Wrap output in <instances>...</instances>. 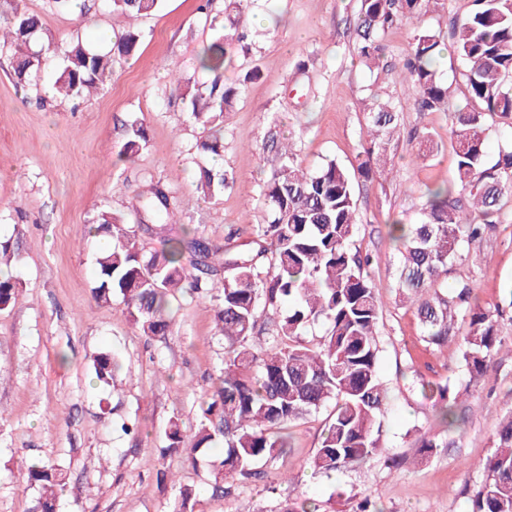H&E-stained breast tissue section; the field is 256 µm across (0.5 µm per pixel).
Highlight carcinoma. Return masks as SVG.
Returning a JSON list of instances; mask_svg holds the SVG:
<instances>
[{"mask_svg":"<svg viewBox=\"0 0 512 512\" xmlns=\"http://www.w3.org/2000/svg\"><path fill=\"white\" fill-rule=\"evenodd\" d=\"M112 11L130 23L107 53L77 41L62 47L43 36L37 16L6 0L8 30L0 32V54L16 82L37 85L50 63L61 59L52 87L64 99L81 100L112 76V55L135 54L143 34L134 21L160 9L162 0H109ZM248 0H225L224 23L216 39L198 56L201 69L215 74L207 85L176 81L190 118L208 127L192 146L199 159L196 184L206 199L219 198L228 184L215 162L224 153V113L236 105L240 86L218 75L231 50L247 38ZM445 9V0H362L356 26V56L367 67L381 63V37L403 18L419 19ZM451 49L464 65L466 104L449 112V137L456 155L453 181L428 190L413 224L395 222L400 256L395 265L399 298L416 311L426 343L441 346L456 339L457 317L467 322L461 336L469 380L459 385L423 383L422 393L440 405L447 430L458 421L459 403L471 384L488 376L498 345L499 310L479 305L463 280L443 285L464 253L502 224L512 202V138L494 157L487 144L496 132L492 119L512 128V0H472L470 13L445 27H426L413 35L400 72L416 111L448 112L450 90L437 69ZM360 162L349 172L329 159L314 170L297 162L288 139L271 137L277 165L262 179L257 198L264 212L253 247L232 251L197 232L165 239L166 251L146 255L144 233L164 232L173 223L169 190L149 183L139 195L140 223L126 224L107 209L94 217L90 232L108 234L96 258L97 300L119 301L129 321L148 337L172 328V301L188 290L212 302L218 335L224 338V368L201 404L197 429L185 433L172 420L167 448L183 453L191 466L198 453L224 443L222 460L211 465L212 495L228 493L224 479L260 476L259 465L288 447L290 425L333 404L331 422L311 460L319 473L363 464L383 452V417L390 403L379 373L377 327L383 309L368 274L369 257L355 245L358 229L355 185L373 178L390 161L399 134V112L390 100L367 113ZM149 141L145 121L135 119L120 155L134 157ZM417 157L438 149L427 132L414 137ZM223 273L221 282L215 276ZM17 282L0 277V311L16 299ZM325 327L316 343L301 339L315 324ZM268 334V339L260 335ZM118 361L109 351L92 360L93 379L109 384ZM486 479L469 499V512H512V413L501 422L496 446L484 464ZM27 480L41 491L38 512H56L67 471L59 464L34 463ZM197 491L179 485L173 512H194Z\"/></svg>","mask_w":512,"mask_h":512,"instance_id":"carcinoma-1","label":"carcinoma"}]
</instances>
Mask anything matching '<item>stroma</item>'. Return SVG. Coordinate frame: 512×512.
<instances>
[{
  "label": "stroma",
  "mask_w": 512,
  "mask_h": 512,
  "mask_svg": "<svg viewBox=\"0 0 512 512\" xmlns=\"http://www.w3.org/2000/svg\"><path fill=\"white\" fill-rule=\"evenodd\" d=\"M200 2L163 0L140 18L144 37L136 54L115 58L111 78L77 106L52 95L47 75L38 88H20L0 58V241L10 245V271L20 283L15 303L0 311V512H33L39 492L22 476L33 461L68 473L57 512H172L177 481L197 488L196 512H276L279 503L304 498L324 512H354L365 495L381 512H467L486 477L495 433L512 413V323L502 325L495 377L463 398L454 446L420 459L421 437L442 433L422 382L459 381L465 371L458 342L428 345L413 309L400 302L393 276L398 251L389 235L393 221H415L428 187L455 176L447 114L416 111L394 68L416 26L437 25V18L389 29L382 38L388 67L370 69L353 51L361 0H251V44L232 50L223 68L226 84L245 85L224 115L222 165L234 181L220 199L204 200L189 154L202 130L170 82L174 71L199 84L210 79L197 58L216 35L209 19L223 16L224 0H211L205 14ZM21 7L60 44L79 40L103 52L124 25L106 0L65 9L53 0H23ZM253 67L261 78L245 82ZM387 97L403 131H429L440 149L419 159L399 142L394 172L376 171L356 187L357 244L371 257L370 278L385 301L379 366L392 395L385 452L329 478L314 474L310 461L329 420L324 408L292 427L290 448L268 462L265 478L235 482L232 495L214 496L208 463L222 456V447L209 449L194 468L183 454L165 450L169 420L194 431L201 398L223 366L213 308L181 296L171 331L147 338L120 306L94 299L101 239L88 228L103 207L137 223L138 196L156 180L175 197L171 233L189 224L218 245L249 248L264 221L258 184L276 163L265 145L268 130L289 139L304 168L334 159L353 169L366 112ZM138 117L149 125V142L127 160L119 150ZM504 219L449 274L468 279L485 307L512 290V204ZM102 351L117 356L121 368L110 385L95 386L92 358ZM127 419L138 422L137 434L121 431Z\"/></svg>",
  "instance_id": "obj_1"
}]
</instances>
